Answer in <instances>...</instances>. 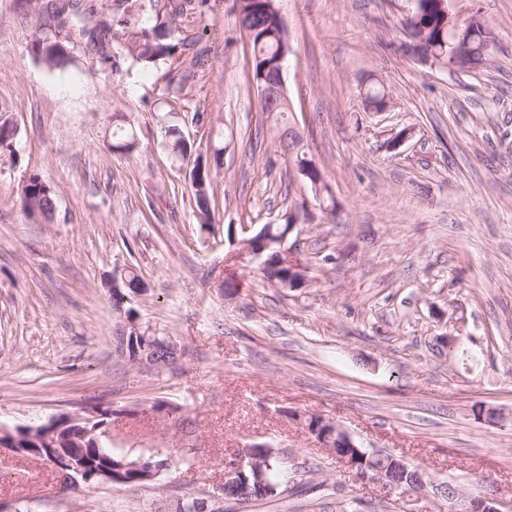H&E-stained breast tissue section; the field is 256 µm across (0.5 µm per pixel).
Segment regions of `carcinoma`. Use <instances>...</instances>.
I'll list each match as a JSON object with an SVG mask.
<instances>
[{"label": "carcinoma", "instance_id": "cac0c4a2", "mask_svg": "<svg viewBox=\"0 0 512 512\" xmlns=\"http://www.w3.org/2000/svg\"><path fill=\"white\" fill-rule=\"evenodd\" d=\"M220 0H150L151 8L156 13V24L145 27L138 23L143 9L142 0H113V11L101 14L94 4L80 9L73 5V0H47L38 6L37 15L42 25L59 31L69 29L71 33L85 40L89 50L97 54L100 64L113 69L118 65V51H125L144 66L166 60L175 65L178 56L194 49L201 35L195 31L196 20L204 14L214 11ZM248 14L253 16L252 26L257 31L249 36L252 47L253 82L262 78L264 71L280 59V43L272 36V29L279 28L278 18L266 12L265 0H250L245 6ZM414 14L418 17L415 27L426 31V43L422 45L424 53L435 52L439 64L451 65L457 70L476 69L490 61V49L481 47L479 37H474L477 49L455 59L448 55L450 44L454 43L453 34L448 30V20L439 9L436 0H415ZM33 56L48 69H64L75 63L70 51V41L46 35L32 43ZM18 131L11 127L6 112L0 109V155H14V141ZM165 146L168 153L183 159L190 153V146L184 141L181 132L175 126L164 130ZM112 151L131 154L137 148V135L132 127L120 126L112 130ZM190 179L194 190L197 210L206 219H211L212 170L207 162L194 161L190 170ZM55 193L53 188L33 176L22 189V206L27 214L35 219L48 221L55 210ZM262 271L265 277L276 286L285 287L288 269L280 266L275 251L266 252ZM142 280L133 266L127 267L125 281L112 294L114 311L125 312L129 319H134L135 310L129 306L130 296L138 293ZM86 456L97 466L102 467L110 460H119L121 455L109 448L97 450L86 449ZM229 494L251 501L263 503L271 496L268 490L254 485L244 484L229 486Z\"/></svg>", "mask_w": 512, "mask_h": 512}]
</instances>
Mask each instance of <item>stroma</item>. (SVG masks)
Returning a JSON list of instances; mask_svg holds the SVG:
<instances>
[{"label": "stroma", "mask_w": 512, "mask_h": 512, "mask_svg": "<svg viewBox=\"0 0 512 512\" xmlns=\"http://www.w3.org/2000/svg\"><path fill=\"white\" fill-rule=\"evenodd\" d=\"M276 5L292 125L332 213L260 108L233 0L199 23L206 67L175 70L127 55L109 70L79 43L74 65L47 69L32 11L0 0V106L18 128L0 164V426L98 404L113 410L106 447L169 462L141 486L66 488L49 463L0 448L14 512H174L221 496L230 454L254 444L310 465L318 490L294 512H446L434 491L389 502L356 481L304 426L313 414L512 512V0H449L458 24L477 14L495 35L471 72L404 53L414 0ZM372 77L388 111L363 106ZM123 121L129 156L110 148ZM167 125L194 154L222 155L210 228L162 146ZM34 175L55 191L51 221L22 208ZM291 215L305 280L276 288L244 241ZM129 264L147 286L131 299L139 323L180 351L159 374L116 351L106 283Z\"/></svg>", "instance_id": "stroma-1"}]
</instances>
